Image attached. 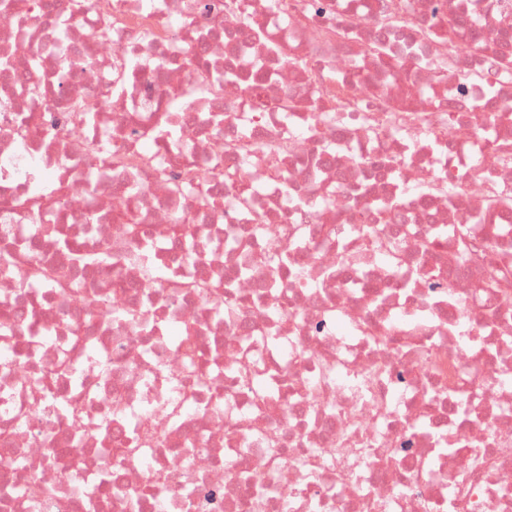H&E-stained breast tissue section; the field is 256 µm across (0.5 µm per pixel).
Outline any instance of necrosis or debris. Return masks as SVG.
Returning a JSON list of instances; mask_svg holds the SVG:
<instances>
[{"label": "necrosis or debris", "instance_id": "4bbe7bcc", "mask_svg": "<svg viewBox=\"0 0 512 512\" xmlns=\"http://www.w3.org/2000/svg\"><path fill=\"white\" fill-rule=\"evenodd\" d=\"M70 3L0 0V512H512V290L481 288L512 272V211L483 208L512 192V0ZM388 14L467 24L406 51ZM144 143L153 166L113 163ZM183 167L205 180L176 196ZM392 224L396 266L362 233ZM67 241L112 261L31 287Z\"/></svg>", "mask_w": 512, "mask_h": 512}]
</instances>
